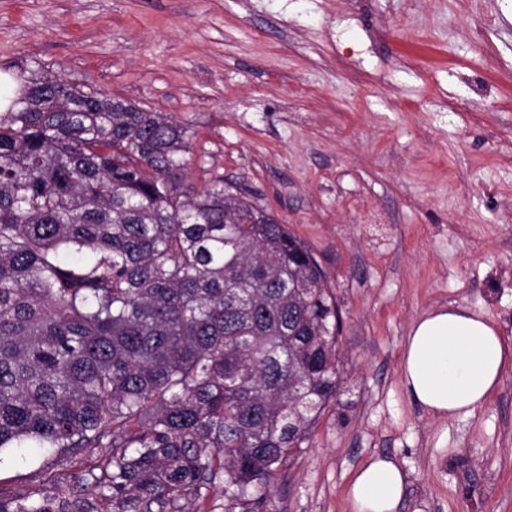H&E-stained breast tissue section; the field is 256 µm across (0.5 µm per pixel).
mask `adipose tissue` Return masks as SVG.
<instances>
[{
    "instance_id": "obj_1",
    "label": "adipose tissue",
    "mask_w": 512,
    "mask_h": 512,
    "mask_svg": "<svg viewBox=\"0 0 512 512\" xmlns=\"http://www.w3.org/2000/svg\"><path fill=\"white\" fill-rule=\"evenodd\" d=\"M512 373V344L486 314L464 306L426 311L410 327L402 355L406 391L438 419L468 417ZM405 473L375 455L353 473L347 494L353 512H397Z\"/></svg>"
}]
</instances>
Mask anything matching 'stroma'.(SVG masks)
I'll return each instance as SVG.
<instances>
[{
  "instance_id": "obj_1",
  "label": "stroma",
  "mask_w": 512,
  "mask_h": 512,
  "mask_svg": "<svg viewBox=\"0 0 512 512\" xmlns=\"http://www.w3.org/2000/svg\"><path fill=\"white\" fill-rule=\"evenodd\" d=\"M41 66L167 112L299 238L336 299L340 384L256 512H352L369 457L400 512H512V374L467 419L408 395L411 323L450 304L512 343V0H0V74ZM44 449L0 453L42 499ZM405 489V473L393 459L375 455L353 473L347 494L354 512H396Z\"/></svg>"
}]
</instances>
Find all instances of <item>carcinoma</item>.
<instances>
[{"label":"carcinoma","mask_w":512,"mask_h":512,"mask_svg":"<svg viewBox=\"0 0 512 512\" xmlns=\"http://www.w3.org/2000/svg\"><path fill=\"white\" fill-rule=\"evenodd\" d=\"M0 111V451L47 449L58 506L254 512L336 397V303L285 225L183 181L187 127L18 67ZM99 454H94V451Z\"/></svg>","instance_id":"carcinoma-1"}]
</instances>
